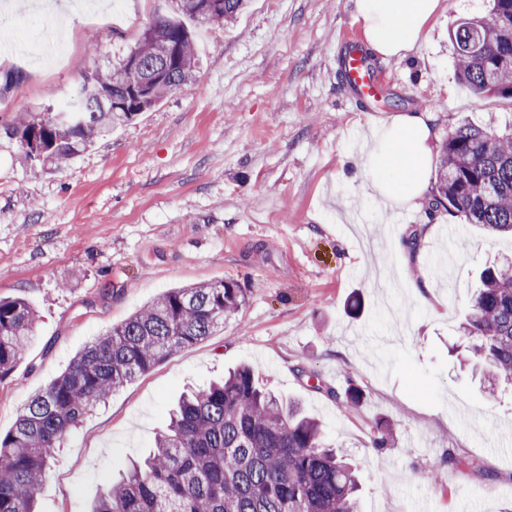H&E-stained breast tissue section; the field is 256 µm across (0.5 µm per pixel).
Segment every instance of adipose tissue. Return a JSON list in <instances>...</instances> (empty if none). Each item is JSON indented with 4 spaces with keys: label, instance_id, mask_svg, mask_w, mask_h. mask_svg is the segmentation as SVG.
Masks as SVG:
<instances>
[{
    "label": "adipose tissue",
    "instance_id": "ef3b65f1",
    "mask_svg": "<svg viewBox=\"0 0 512 512\" xmlns=\"http://www.w3.org/2000/svg\"><path fill=\"white\" fill-rule=\"evenodd\" d=\"M441 0H354L369 48L392 57L411 50L427 35ZM435 161L431 130L422 112L393 117L362 163L364 184L381 207L414 204L431 189Z\"/></svg>",
    "mask_w": 512,
    "mask_h": 512
}]
</instances>
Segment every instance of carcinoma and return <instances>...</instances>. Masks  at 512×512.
<instances>
[{
    "label": "carcinoma",
    "instance_id": "obj_1",
    "mask_svg": "<svg viewBox=\"0 0 512 512\" xmlns=\"http://www.w3.org/2000/svg\"><path fill=\"white\" fill-rule=\"evenodd\" d=\"M177 2L178 16L158 18L110 68L83 75L81 98L63 118L33 113L13 127L25 160L62 166L186 85L196 64L186 21L230 23L248 0H219L208 15L197 12V0ZM486 2L487 16H463L450 34L458 78L478 95L512 98V0ZM131 58L140 75L163 76L136 109H116L105 96L137 80ZM431 209L512 235V129L455 127L438 160ZM244 299L234 281L172 288L97 337L0 434V512H35L69 430L114 389L212 335ZM37 322L29 302L0 297V382L25 355ZM460 329L490 386L512 385V260L482 272ZM356 490L353 470L324 443L318 422L261 389L243 367L184 395L153 451L131 463L92 512H356Z\"/></svg>",
    "mask_w": 512,
    "mask_h": 512
}]
</instances>
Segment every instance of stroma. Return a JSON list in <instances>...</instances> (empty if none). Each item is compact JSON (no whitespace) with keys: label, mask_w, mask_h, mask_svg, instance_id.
<instances>
[{"label":"stroma","mask_w":512,"mask_h":512,"mask_svg":"<svg viewBox=\"0 0 512 512\" xmlns=\"http://www.w3.org/2000/svg\"><path fill=\"white\" fill-rule=\"evenodd\" d=\"M0 38L19 79L0 97V295L38 311L36 335L0 382V433L86 346L168 289L235 281L240 311L113 391L71 431L37 492L38 512H90L144 456L188 389L248 365L299 403L355 466L358 512H512V388L490 390L460 325L486 264L512 238L428 201L379 212L356 163L371 122L425 112L436 146L461 119L512 121V99L458 83L448 31L484 0H442L403 58L377 57L369 111L346 99L342 34L354 0H249L229 24L192 22L195 79L101 136L73 163H27L13 126L67 111L83 73L127 53L176 0L57 10L67 57L27 53L52 18L31 0ZM416 240L409 248L408 240ZM360 404L344 410L349 388ZM393 439H372L382 425ZM454 449L462 466L448 464Z\"/></svg>","instance_id":"35a3bbf8"}]
</instances>
